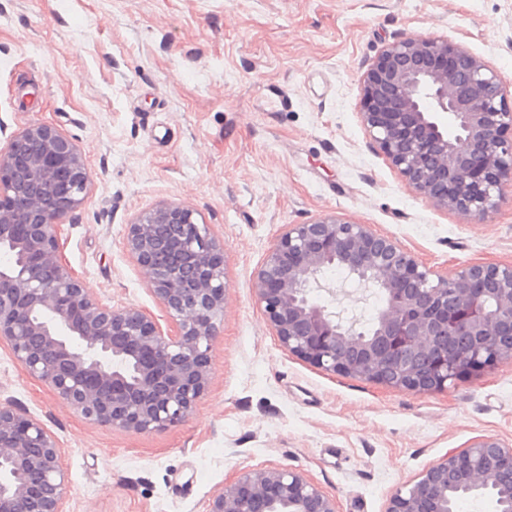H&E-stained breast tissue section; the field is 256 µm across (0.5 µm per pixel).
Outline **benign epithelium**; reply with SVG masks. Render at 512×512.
<instances>
[{
	"mask_svg": "<svg viewBox=\"0 0 512 512\" xmlns=\"http://www.w3.org/2000/svg\"><path fill=\"white\" fill-rule=\"evenodd\" d=\"M454 117L448 136L441 116ZM372 147L434 207L482 220L512 188V105L496 71L445 38L388 44L362 78ZM77 145L36 122L0 149V346L93 424L151 433L185 423L205 395L224 314V246L193 208L160 201L129 225L126 251L169 325L88 293L63 263L58 228L86 198ZM338 265L382 307L371 326L343 323L311 301ZM256 302L291 355L332 373L418 392L512 359V266L465 264L437 275L392 238L334 212L290 224L257 270ZM512 448L481 439L447 453L396 489L385 512H454L462 494L494 490L512 512ZM0 512H64L62 451L24 408L0 402ZM208 512H337L304 473L252 469L218 491Z\"/></svg>",
	"mask_w": 512,
	"mask_h": 512,
	"instance_id": "7a95c632",
	"label": "benign epithelium"
}]
</instances>
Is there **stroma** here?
Wrapping results in <instances>:
<instances>
[{
  "mask_svg": "<svg viewBox=\"0 0 512 512\" xmlns=\"http://www.w3.org/2000/svg\"><path fill=\"white\" fill-rule=\"evenodd\" d=\"M410 36L465 45L512 101V0H0V147L45 122L81 150L91 182L60 247L86 290L162 317L124 240L163 200L192 207L224 246L209 388L182 425L90 424L0 346V401L58 439L68 512H207L264 467L303 472L339 512H384L444 454L512 445V359L426 393L327 373L279 346L252 290L287 225L332 211L441 275L512 265V192L481 221L435 208L361 123L362 74ZM320 283L313 302L371 324L375 289Z\"/></svg>",
  "mask_w": 512,
  "mask_h": 512,
  "instance_id": "stroma-1",
  "label": "stroma"
}]
</instances>
